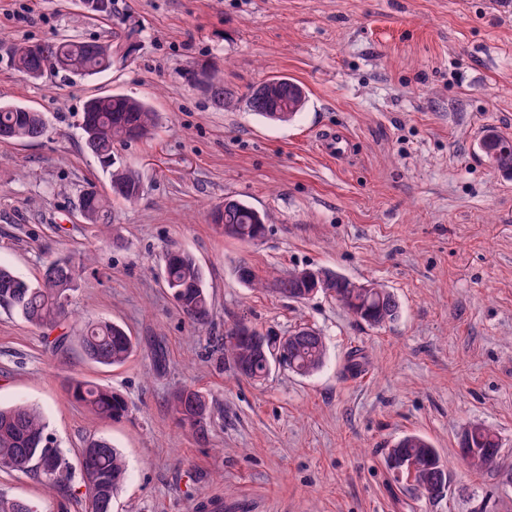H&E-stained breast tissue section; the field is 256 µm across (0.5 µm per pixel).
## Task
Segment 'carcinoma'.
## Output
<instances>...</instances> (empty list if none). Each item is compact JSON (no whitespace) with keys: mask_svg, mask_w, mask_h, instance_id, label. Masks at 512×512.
I'll return each instance as SVG.
<instances>
[{"mask_svg":"<svg viewBox=\"0 0 512 512\" xmlns=\"http://www.w3.org/2000/svg\"><path fill=\"white\" fill-rule=\"evenodd\" d=\"M136 47L115 36V41L94 44L78 38L55 39L37 44L23 43L14 48V67L30 72L38 79L48 70H57L85 78L108 71L112 58L120 54L126 58ZM199 73L205 75L202 87L213 104L222 108L224 77L217 69L205 65ZM273 83V90L259 95L251 89L247 99L251 111L268 120L284 122L295 117L303 108L306 92L297 81L284 76L265 80ZM158 122V114L151 106L124 93H112L89 98L84 105L80 128L87 149L108 171L112 194L126 202L136 201L142 191L137 171L127 167H113L112 148L117 143L149 136ZM47 122L44 113L20 104L0 103V139L26 141L42 136ZM493 160L491 165L512 176V138L493 129L483 138ZM82 216L87 224L106 225L111 219L110 199L95 186L83 189L80 196ZM212 223L224 230V236L244 242L263 237L265 217L245 201L224 198V203L210 212ZM85 268V260L63 259L50 263L41 283L34 285L13 268L0 265V307L18 313L28 324L41 330H52L68 318V302L76 278ZM331 281L334 297L356 319L371 327H380L396 319L399 305L394 294L377 285L375 293L383 299H367L349 287L347 277L323 269ZM303 273L295 269L267 282L247 262L235 268L238 281L247 288H272L282 296L302 302L312 297L313 288L299 279ZM164 280L178 310L189 321L204 324L212 312V302L205 286L202 269L189 252L170 248L164 256ZM244 321L235 322L224 334V358L239 376L253 381L266 378L272 367H286L300 376L320 370L326 359L324 337L315 329L303 335L304 327L289 332L296 339L293 351L286 361L277 358L281 338L268 336L265 345L256 348L246 336L238 334ZM74 336L61 335L54 339L57 351L76 340L90 361L103 366L124 364L133 354L132 336L120 324L99 321L73 329ZM72 397L84 404L95 416L114 421L125 417L129 403L120 393L109 387L73 378L69 383ZM180 423L206 438L210 407L206 396L191 387H185L171 401ZM461 456L474 472L492 468L502 452V441L496 431L485 424L466 428L458 441ZM52 461V471L43 465ZM392 468L406 473L413 487L428 500H437L448 491V472L440 453L421 435L411 433L401 437L388 450ZM80 471L85 492L86 512H112V499L127 479V465L121 453L103 438L91 439L83 449L78 466H73L66 453L53 445L48 434V422L36 406L22 402L0 407V471L34 473L39 475L43 488L50 493L73 491L75 471ZM0 512H37V505L29 500L10 498L0 494Z\"/></svg>","mask_w":512,"mask_h":512,"instance_id":"carcinoma-1","label":"carcinoma"}]
</instances>
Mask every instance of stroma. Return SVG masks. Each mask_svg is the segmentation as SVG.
Segmentation results:
<instances>
[{"mask_svg":"<svg viewBox=\"0 0 512 512\" xmlns=\"http://www.w3.org/2000/svg\"><path fill=\"white\" fill-rule=\"evenodd\" d=\"M118 32L137 50L100 75L35 80L12 64L20 42ZM205 63L224 74V108L194 83ZM275 75L306 90L294 121L247 105L250 87ZM112 91L147 100L161 123L115 146L143 193L113 201L102 238L79 198L90 183L109 192V178L80 124L85 101ZM1 101L44 112L47 130L0 140V265L36 281L57 259L92 255L72 322L116 321L138 345L124 365L101 366L75 343L52 352L42 330L0 310V405L39 406L69 456L92 437L119 448L129 476L112 512H512V178L477 148L491 126L512 137V0H112L108 20L80 0H0ZM341 129L352 155L324 156L321 137ZM229 196L267 214L261 240L211 224ZM173 246L203 270L205 326L164 286ZM242 260L261 275L324 267L381 284L399 316L372 328L321 293L299 304L244 287ZM240 319L273 336L320 330L323 368L235 376L224 331ZM355 352L365 370L352 377ZM74 377L124 394L128 416H94L70 397ZM186 386L211 403L206 440L172 411ZM473 423L504 444L483 473L459 452ZM408 433L439 449L445 497L425 499L389 469ZM0 493L84 512L81 496L59 502L26 474L0 472Z\"/></svg>","mask_w":512,"mask_h":512,"instance_id":"35a3bbf8","label":"stroma"}]
</instances>
